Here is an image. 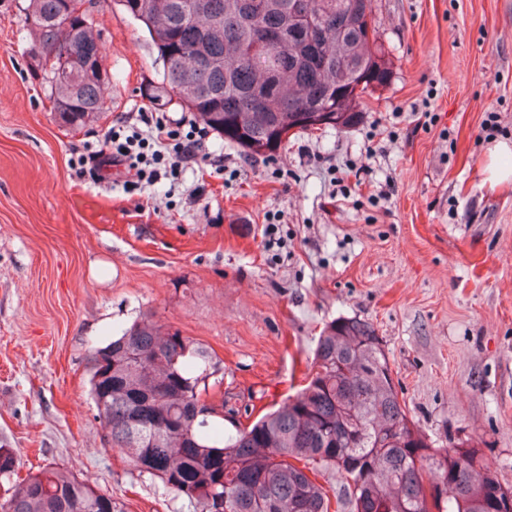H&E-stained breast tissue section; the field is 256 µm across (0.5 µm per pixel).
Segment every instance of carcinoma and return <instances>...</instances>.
<instances>
[{
  "mask_svg": "<svg viewBox=\"0 0 512 512\" xmlns=\"http://www.w3.org/2000/svg\"><path fill=\"white\" fill-rule=\"evenodd\" d=\"M32 56L52 67L85 63L61 84L43 71L54 114L87 127L104 109L102 45L84 0H27ZM149 36L163 67L151 105L176 104L219 138L255 156L276 155L288 135L356 125L360 100L385 87L393 63L372 0H304L323 17L327 56L314 61L296 0H117ZM327 103L336 112H309ZM335 117L338 123L328 122ZM203 344L144 316L93 349L90 395L105 444L193 512H329L319 471L342 478L337 509L350 512H499L501 483L472 448H436L408 419L373 324L329 322L308 382L248 426L209 400L224 378ZM229 423L232 430L224 429ZM0 447V512H126L112 494L64 467L14 478Z\"/></svg>",
  "mask_w": 512,
  "mask_h": 512,
  "instance_id": "carcinoma-1",
  "label": "carcinoma"
}]
</instances>
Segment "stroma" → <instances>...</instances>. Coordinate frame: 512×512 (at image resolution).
I'll return each mask as SVG.
<instances>
[{
    "label": "stroma",
    "instance_id": "1",
    "mask_svg": "<svg viewBox=\"0 0 512 512\" xmlns=\"http://www.w3.org/2000/svg\"><path fill=\"white\" fill-rule=\"evenodd\" d=\"M26 4L0 0V446L19 475L65 467L127 512H191L105 445L93 347L153 316L212 350L243 421L301 389L327 322L357 317L419 431L478 449L512 488V181L485 171L512 146V0H373L393 75L359 124L272 158L211 134L179 178L138 187L73 160L148 109L147 34L93 0L105 114L67 130L30 66ZM508 151L506 143H496L489 149V162L486 167L488 179L493 182L512 180V170L501 168L496 163V158L499 154Z\"/></svg>",
    "mask_w": 512,
    "mask_h": 512
}]
</instances>
